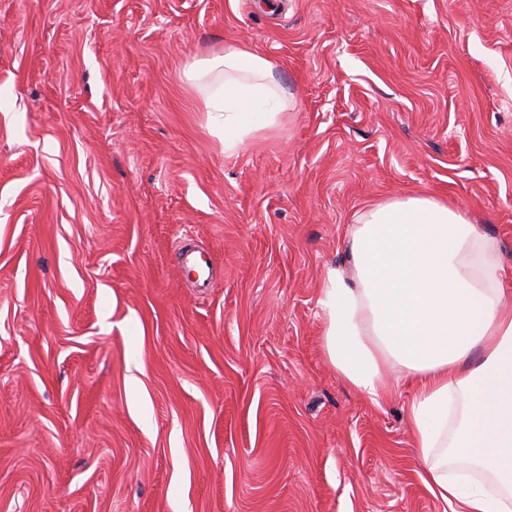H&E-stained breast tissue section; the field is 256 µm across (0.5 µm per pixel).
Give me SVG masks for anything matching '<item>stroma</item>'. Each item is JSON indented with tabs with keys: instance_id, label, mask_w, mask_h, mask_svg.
Masks as SVG:
<instances>
[{
	"instance_id": "obj_1",
	"label": "stroma",
	"mask_w": 512,
	"mask_h": 512,
	"mask_svg": "<svg viewBox=\"0 0 512 512\" xmlns=\"http://www.w3.org/2000/svg\"><path fill=\"white\" fill-rule=\"evenodd\" d=\"M229 44L296 103L232 152L183 79ZM422 194L512 265V0H0V512H449L412 388L321 346L355 213ZM181 261L185 275L199 286L208 284L211 274V262L204 250H184Z\"/></svg>"
}]
</instances>
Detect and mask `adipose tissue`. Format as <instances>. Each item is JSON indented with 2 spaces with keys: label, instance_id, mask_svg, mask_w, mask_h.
<instances>
[{
  "label": "adipose tissue",
  "instance_id": "obj_1",
  "mask_svg": "<svg viewBox=\"0 0 512 512\" xmlns=\"http://www.w3.org/2000/svg\"><path fill=\"white\" fill-rule=\"evenodd\" d=\"M271 58L235 45L194 60L225 151L275 129L293 108ZM351 269L326 267L322 348L371 401L396 372L425 483L450 512H512V279L499 242L465 209L428 195L376 204L348 228ZM466 467L452 469L449 459Z\"/></svg>",
  "mask_w": 512,
  "mask_h": 512
}]
</instances>
